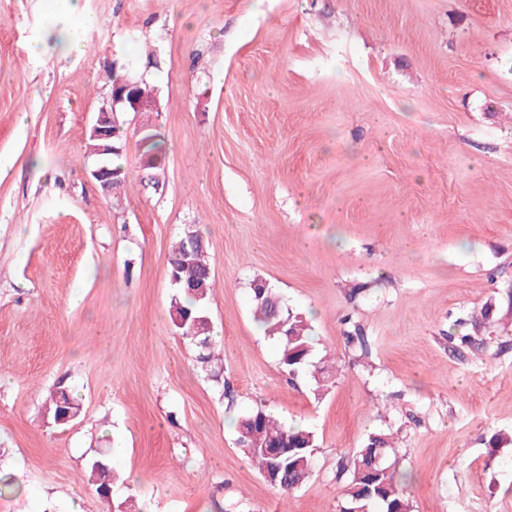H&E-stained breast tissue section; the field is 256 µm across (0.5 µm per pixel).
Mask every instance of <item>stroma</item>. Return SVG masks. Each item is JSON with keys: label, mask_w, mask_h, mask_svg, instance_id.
Returning <instances> with one entry per match:
<instances>
[{"label": "stroma", "mask_w": 512, "mask_h": 512, "mask_svg": "<svg viewBox=\"0 0 512 512\" xmlns=\"http://www.w3.org/2000/svg\"><path fill=\"white\" fill-rule=\"evenodd\" d=\"M79 7L96 25L66 53L79 31L53 0H0V512H111L88 474L116 440L112 500L144 512H339L338 471L377 429L398 434L413 512H512V444L487 450L512 432V0ZM113 61L155 87L164 152L144 170L143 117L122 113L133 176L108 192L85 145ZM191 224L221 384L170 318ZM257 278L311 322L324 396L281 371ZM60 384L82 405L63 427ZM260 403L317 436L301 488L278 492L236 446ZM60 389H64V388L61 385H58L55 393L51 397V406H50L49 412H48L49 417L52 419V421L55 424H56V419L60 417V411H61L60 399H59L60 398L59 397ZM63 391L66 394H69V398L67 397V401L69 403L68 410H70L71 413L68 412L66 415L62 416L58 422L60 424L68 422L71 419V414L76 417L75 419H77L81 413V405L76 400V398L73 396L72 391L70 389H68V391H67V389H64ZM61 425H66V424H61Z\"/></svg>", "instance_id": "35a3bbf8"}]
</instances>
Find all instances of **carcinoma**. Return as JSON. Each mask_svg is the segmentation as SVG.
I'll list each match as a JSON object with an SVG mask.
<instances>
[{
    "label": "carcinoma",
    "instance_id": "carcinoma-1",
    "mask_svg": "<svg viewBox=\"0 0 512 512\" xmlns=\"http://www.w3.org/2000/svg\"><path fill=\"white\" fill-rule=\"evenodd\" d=\"M123 141L124 129L121 127L113 129L112 139L107 142L87 134L91 155L98 157L100 165L111 169L114 179L120 184L127 181L128 172L114 159L120 156ZM106 143L112 146V152L99 153V147ZM140 143L148 164H158L163 147L150 128L142 127ZM185 260L190 264V271L205 276L206 288L196 293L181 283L173 286L170 306L182 310L186 318L185 322L174 324L175 333L194 349L201 369L218 382L221 380L222 358L216 350L213 330L205 328L200 331L196 324V321L207 318L206 305L214 285L213 271L207 247H190L184 232L170 252L168 274H174L175 267ZM252 301L257 322L278 343L282 370L290 375L310 372L315 383L314 394H323L331 372L327 366L314 362V338L306 319L285 307L269 285L262 289V294H252ZM239 427V448L273 488L285 494L310 479L315 468L314 451L318 447L314 431L282 422L262 407L245 415ZM275 440L287 444L288 448L269 447V443ZM394 452L393 437L387 433L370 434L364 446L356 449L343 467L346 493L340 512H412V504L404 491L405 479L398 478L397 472L392 470ZM118 479V474L108 464L100 460L91 463L90 489L98 497L108 496Z\"/></svg>",
    "mask_w": 512,
    "mask_h": 512
}]
</instances>
